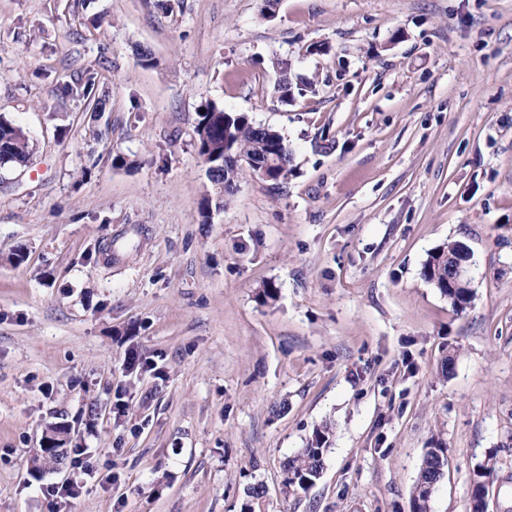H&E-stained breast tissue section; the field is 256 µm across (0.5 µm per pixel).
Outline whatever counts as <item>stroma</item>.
<instances>
[{
  "label": "stroma",
  "mask_w": 512,
  "mask_h": 512,
  "mask_svg": "<svg viewBox=\"0 0 512 512\" xmlns=\"http://www.w3.org/2000/svg\"><path fill=\"white\" fill-rule=\"evenodd\" d=\"M211 101L293 153L212 211ZM0 116L32 145L0 169V512H411L437 439L430 512H468L490 458L512 512V0H0ZM450 241L462 311L422 275ZM76 448L95 470L57 499ZM64 88L69 95L81 98L86 105V109L91 112H101L104 110L105 100L96 97V92L94 91L95 81L92 77L87 78L85 81H83L82 77L77 78L72 84H65ZM331 433L327 425L315 429L306 447L298 455L288 459L285 469L288 485L304 487L319 477L323 469L324 455L330 445ZM445 451L440 441H437L433 448H427L411 497L412 512L429 511L430 498L443 476Z\"/></svg>",
  "instance_id": "1"
}]
</instances>
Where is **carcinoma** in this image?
<instances>
[{
    "mask_svg": "<svg viewBox=\"0 0 512 512\" xmlns=\"http://www.w3.org/2000/svg\"><path fill=\"white\" fill-rule=\"evenodd\" d=\"M275 65L278 72L277 90L281 97L286 98L291 89L288 63L277 61ZM94 88L95 81L90 77L85 80L77 78L65 84L66 92L81 98L86 109L101 112L105 100L96 96ZM194 134L199 157L207 170L213 171L209 180L220 200L231 193L236 184L234 180L224 179V154L229 152L239 158L240 166L235 171L238 177L249 173L274 182L288 178L292 156L288 143L277 131L256 125L243 114L227 112L221 105L208 103L198 113ZM29 155L30 139L24 129L0 117V167L24 165ZM269 157L273 159V166L265 170L259 163ZM467 260L465 247L450 241L431 252L422 269L424 279L447 296L448 302L458 310L470 305L473 290L468 282L453 285L448 279V267L459 262L464 264ZM330 439L331 429L326 425L313 431L306 447L288 459V484L304 487L319 477ZM444 462L445 449L442 448V442L438 441L425 453L411 497V512H429V501L443 476ZM494 471L495 464L491 461L473 470L470 480V512H484L488 484Z\"/></svg>",
    "mask_w": 512,
    "mask_h": 512,
    "instance_id": "cac0c4a2",
    "label": "carcinoma"
}]
</instances>
